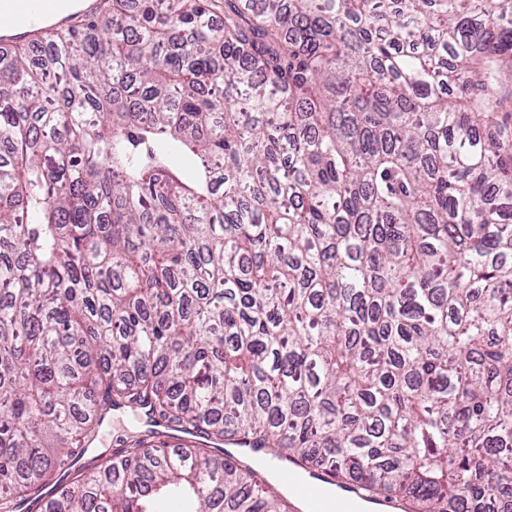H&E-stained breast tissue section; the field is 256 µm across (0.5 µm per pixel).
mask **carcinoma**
Instances as JSON below:
<instances>
[{
    "instance_id": "1",
    "label": "carcinoma",
    "mask_w": 512,
    "mask_h": 512,
    "mask_svg": "<svg viewBox=\"0 0 512 512\" xmlns=\"http://www.w3.org/2000/svg\"><path fill=\"white\" fill-rule=\"evenodd\" d=\"M111 2L0 50V512H512V0ZM113 415L109 423L100 430L93 447L89 449L83 460L79 462L78 465L91 461L93 457L99 454L111 453L112 449L115 448L116 436L120 434L123 429L131 428L136 424V421L130 415L118 412H114ZM280 468L279 482L288 486V494L294 503L306 506L303 512H349L348 506L360 498L354 487L345 489L336 487L332 476L322 470L311 477L305 467L296 461H278Z\"/></svg>"
}]
</instances>
